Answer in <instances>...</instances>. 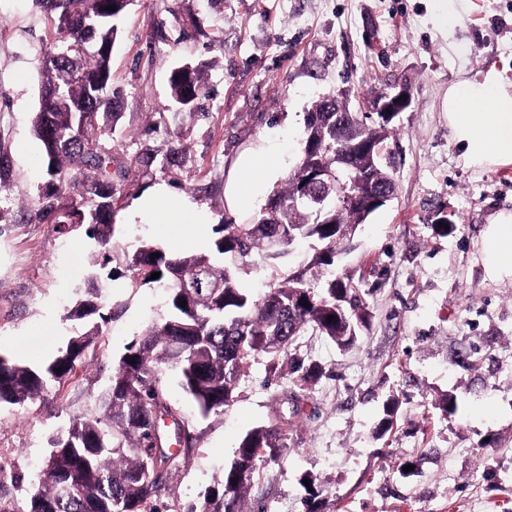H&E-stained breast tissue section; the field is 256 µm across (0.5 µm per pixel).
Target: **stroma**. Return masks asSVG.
<instances>
[{
	"label": "stroma",
	"instance_id": "obj_1",
	"mask_svg": "<svg viewBox=\"0 0 512 512\" xmlns=\"http://www.w3.org/2000/svg\"><path fill=\"white\" fill-rule=\"evenodd\" d=\"M49 35L31 0H0V356L38 364L60 355L97 322L70 317L77 302L113 318L72 376L24 404L0 403V460L13 476L0 502L24 503L29 456L46 462L74 419L103 414L127 346L166 317V288L134 284L126 254L144 240L169 254L210 252L216 225L252 215L227 196L243 154L263 147L279 159L256 202L264 207L296 163L314 99L343 91L363 112L402 84L411 103L386 145L395 196L336 259L365 293L368 328L347 348L307 330L275 368L265 354L248 358L230 405L206 414L176 370L160 366L193 447L157 505L202 504L242 437L280 415L288 450L256 460L243 512H512V286L485 280L475 247L492 216L512 211V176L467 168L440 110L459 80L492 68L512 80V0H133L112 54L123 96L105 265L84 227L37 214L50 177L32 121ZM186 63L207 66L191 112L169 102L170 73ZM161 183L198 205L201 243L129 221ZM443 212L448 235L436 223ZM300 260L252 253L239 283L261 297ZM293 356L316 376L299 380ZM289 393L297 405L285 403ZM447 400L455 413L443 411Z\"/></svg>",
	"mask_w": 512,
	"mask_h": 512
}]
</instances>
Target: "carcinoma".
Returning <instances> with one entry per match:
<instances>
[{"label":"carcinoma","mask_w":512,"mask_h":512,"mask_svg":"<svg viewBox=\"0 0 512 512\" xmlns=\"http://www.w3.org/2000/svg\"><path fill=\"white\" fill-rule=\"evenodd\" d=\"M47 14L51 36L43 51V83L33 132L40 142L51 177L39 196V216L58 213L85 226L89 238L106 247L110 220L100 215L112 191V138L119 117L121 92L112 83V51L128 0H35ZM112 5L115 10H107ZM96 24L93 38L103 51L73 53L68 46L83 39L86 25ZM204 65L176 67L169 77L170 99L191 112L204 94ZM391 127L365 123L349 111L346 99L325 94L306 112L304 149L284 187L274 191L252 221L220 224L213 254L169 256L143 243L126 262L133 280L169 290V314L132 342L112 374L106 410L101 417L73 420L66 435L53 442L54 458L29 482L24 512H142L158 497L165 476L179 453L171 443L151 457L156 418L179 412L164 394L157 367L178 370L186 391L202 412L232 400L236 377L249 356H276L306 329L328 336L341 347L350 325L368 324L360 289L349 276H336V256L352 232L370 215L357 207L336 205V188L323 208L296 200L303 173L327 167L347 187L372 186L395 193L396 183L386 160L361 151L367 144L384 145ZM76 196L61 202L67 187ZM280 237V253L310 244L305 265L290 272L260 301L239 286L243 260L254 251L256 236ZM159 257H154V254ZM308 305H303V301ZM185 306H180L181 302ZM333 315L335 319L328 320ZM101 331L94 324L74 338L66 351L40 366L0 357V402L23 404L68 377L91 339ZM135 363H129V360ZM62 367L61 372L55 368ZM288 421L279 417L241 440L231 467L224 470L222 490L188 512H242V491L255 469L258 449L271 460L287 449Z\"/></svg>","instance_id":"cac0c4a2"}]
</instances>
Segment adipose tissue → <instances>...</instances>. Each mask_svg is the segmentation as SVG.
I'll return each instance as SVG.
<instances>
[{
  "mask_svg": "<svg viewBox=\"0 0 512 512\" xmlns=\"http://www.w3.org/2000/svg\"><path fill=\"white\" fill-rule=\"evenodd\" d=\"M451 141L463 163L486 169L512 164V81L490 69L449 88L441 101ZM277 164L259 149L242 156L229 186L235 205L249 206L266 176ZM156 223L177 228L182 239H195L191 227L195 205L177 198L165 185L157 186L136 209ZM485 276L493 282H512V212H500L486 224L480 240Z\"/></svg>",
  "mask_w": 512,
  "mask_h": 512,
  "instance_id": "adipose-tissue-1",
  "label": "adipose tissue"
}]
</instances>
